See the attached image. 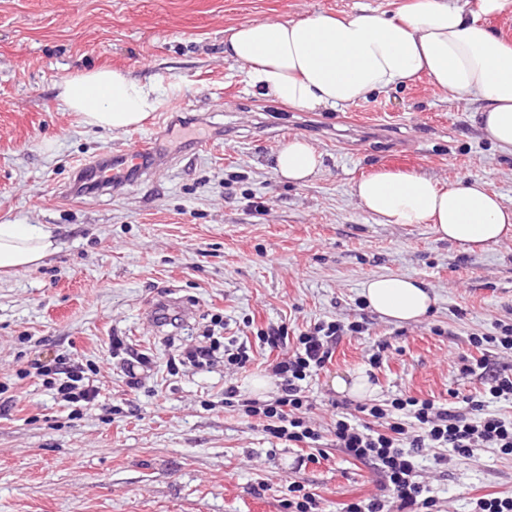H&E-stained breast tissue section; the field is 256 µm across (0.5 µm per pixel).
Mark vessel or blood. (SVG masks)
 I'll return each instance as SVG.
<instances>
[{
  "label": "vessel or blood",
  "mask_w": 512,
  "mask_h": 512,
  "mask_svg": "<svg viewBox=\"0 0 512 512\" xmlns=\"http://www.w3.org/2000/svg\"><path fill=\"white\" fill-rule=\"evenodd\" d=\"M153 145L150 137L134 139L125 150L102 155L93 163L77 168V179L93 186L95 192L112 193L126 180L149 178L154 170Z\"/></svg>",
  "instance_id": "vessel-or-blood-1"
}]
</instances>
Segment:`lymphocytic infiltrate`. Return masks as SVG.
I'll list each match as a JSON object with an SVG mask.
<instances>
[{
	"instance_id": "1",
	"label": "lymphocytic infiltrate",
	"mask_w": 512,
	"mask_h": 512,
	"mask_svg": "<svg viewBox=\"0 0 512 512\" xmlns=\"http://www.w3.org/2000/svg\"><path fill=\"white\" fill-rule=\"evenodd\" d=\"M359 324L341 325L333 321L315 323L310 331L297 338L292 350L286 351L272 372L280 381V395L272 403L260 404L240 397L235 387L224 392L225 403H237L244 414L256 419L272 437L295 445L318 447L321 434L302 410L307 405L305 384L330 362L340 336L361 332ZM470 344L478 352L462 367L463 374L480 375L484 388L479 397L466 398L463 406L414 396L397 397L386 404L361 406L365 422L348 417L336 420L332 434L336 447L353 459L368 463L388 482V498L355 500L343 512H434L436 500L428 485L419 482L417 458L426 448H450L458 456H468L472 448L486 446L512 455V420L488 412V403L512 401V376L494 370L488 351L512 355V324L501 325L491 335H475ZM223 352L227 362L245 365L250 355L246 343L210 344L181 351V365L204 369L216 352ZM36 374L46 389L74 409L92 404L98 390L87 368L58 359L37 367Z\"/></svg>"
}]
</instances>
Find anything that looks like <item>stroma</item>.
<instances>
[{
  "mask_svg": "<svg viewBox=\"0 0 512 512\" xmlns=\"http://www.w3.org/2000/svg\"><path fill=\"white\" fill-rule=\"evenodd\" d=\"M405 2L0 0V221L50 224L59 235L43 264L0 279V383L14 397L0 412V512H286L292 482L320 495L323 512H340L388 490L333 446L337 414L360 404L333 380L367 369L376 403L478 394L459 357L472 335L512 323V236L464 252L428 225L377 223L352 192L388 167L441 185L479 179L512 208V155L472 124L474 104L424 77L334 111L293 112L254 95L224 57L230 29L247 21L391 13ZM101 66L155 80L160 109L125 132L85 128L57 86ZM150 132L172 164L117 192L67 194L78 166ZM292 137L322 155L304 185L272 170ZM47 138L54 152L43 151ZM389 273L429 285L433 313L398 326L370 310L362 283ZM161 298L191 307L190 322L148 321ZM217 312L219 337L282 325L293 339L322 320L362 324L306 388L325 458L299 463L298 447L225 405L226 387L250 397L258 378L270 381L265 400L279 396L265 351L243 368L171 369L174 354L204 343ZM115 336L151 359L138 388L110 350ZM383 344L386 360L370 367ZM58 357L95 371L99 396L81 414L29 374ZM420 474L438 512L512 494V458L493 448L466 458L425 449Z\"/></svg>",
  "mask_w": 512,
  "mask_h": 512,
  "instance_id": "1",
  "label": "stroma"
}]
</instances>
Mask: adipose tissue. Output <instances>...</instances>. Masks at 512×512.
Masks as SVG:
<instances>
[{
	"label": "adipose tissue",
	"mask_w": 512,
	"mask_h": 512,
	"mask_svg": "<svg viewBox=\"0 0 512 512\" xmlns=\"http://www.w3.org/2000/svg\"><path fill=\"white\" fill-rule=\"evenodd\" d=\"M510 12L512 0H412L394 15L368 9L250 21L231 29L224 57L243 67L255 94L296 112L353 105L425 76L450 98L475 103L477 128L512 153V42L483 21ZM58 97L83 126L110 132L141 126L162 104L156 82L106 68L64 80ZM321 165V154L298 137L273 160L274 172L292 184L309 182ZM354 194L379 223L427 224L464 251L512 235V208L479 181L442 186L414 172L382 170L363 176ZM58 248L50 225L0 222V276L39 266ZM361 295L396 324L419 321L435 303L423 283L397 274L366 280Z\"/></svg>",
	"instance_id": "adipose-tissue-1"
}]
</instances>
